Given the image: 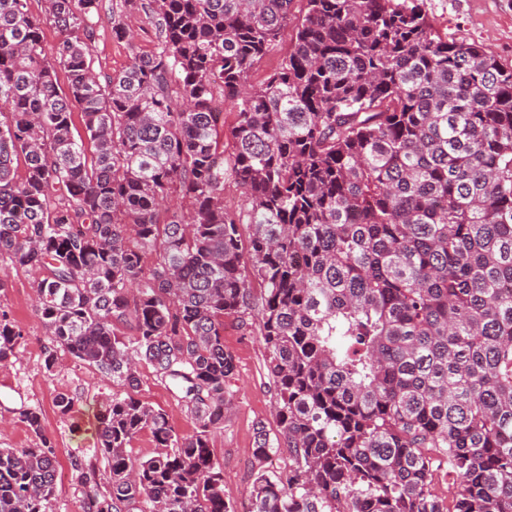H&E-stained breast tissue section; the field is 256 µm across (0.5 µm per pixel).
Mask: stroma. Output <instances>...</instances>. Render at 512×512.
Returning a JSON list of instances; mask_svg holds the SVG:
<instances>
[{"label": "stroma", "mask_w": 512, "mask_h": 512, "mask_svg": "<svg viewBox=\"0 0 512 512\" xmlns=\"http://www.w3.org/2000/svg\"><path fill=\"white\" fill-rule=\"evenodd\" d=\"M117 0H102L101 20L90 54L96 72L124 69L133 50L152 49V33L145 21L131 16L137 33L135 46L112 34L110 15ZM429 22L441 34L484 47L498 62L512 70V0H423ZM33 275L11 271L10 284L0 293V310L7 311L23 330L17 361L0 365V448H35L39 439L19 419L20 410L40 407L45 434L55 445L58 466L57 489L52 512H83V495L71 478L74 459H91L97 446L93 426L96 413L112 395V382L98 371L59 353L54 373L44 369L49 344L45 329L34 310ZM224 345L235 358L231 381L234 405L222 430L211 436L215 460L224 468V498L233 508L246 503L253 481L254 428L265 422L275 428L271 394L263 368L264 348L255 329L237 327L226 319ZM138 398L167 412L170 423L181 434L191 433L194 421L183 404L158 380L150 365H142ZM65 392L75 401L70 415H61L53 403ZM93 459V458H92Z\"/></svg>", "instance_id": "stroma-1"}]
</instances>
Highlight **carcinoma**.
Segmentation results:
<instances>
[{"label": "carcinoma", "mask_w": 512, "mask_h": 512, "mask_svg": "<svg viewBox=\"0 0 512 512\" xmlns=\"http://www.w3.org/2000/svg\"><path fill=\"white\" fill-rule=\"evenodd\" d=\"M28 2L0 0V291L33 272L47 373L60 349L124 390L95 424L106 470L72 462L84 512H234L209 443L227 317L258 324L278 422L256 424L248 512H512V70L419 0H123L112 31L142 14L154 48L101 75L100 0ZM171 197L187 215L162 223ZM22 338L1 312V365ZM140 362L192 433L135 397ZM20 420L40 446L0 448V512H48L54 444L39 408ZM143 432L160 452L134 460ZM294 39V32L291 27L285 28L280 36L278 47L256 64L250 72V80L259 84L269 74L274 72L281 63L283 57L288 53Z\"/></svg>", "instance_id": "cac0c4a2"}]
</instances>
